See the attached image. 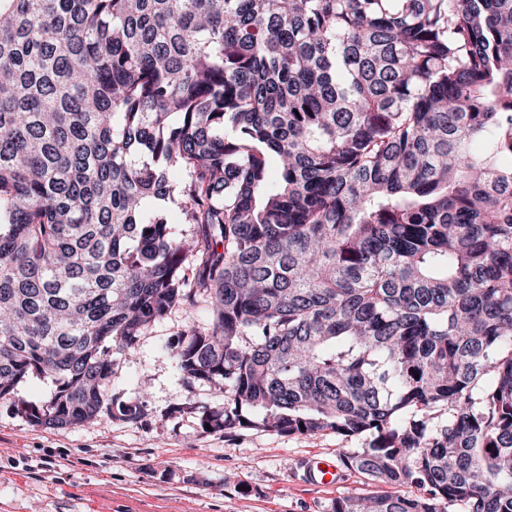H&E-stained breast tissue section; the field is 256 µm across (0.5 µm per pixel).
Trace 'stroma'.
Wrapping results in <instances>:
<instances>
[{
	"label": "stroma",
	"instance_id": "stroma-1",
	"mask_svg": "<svg viewBox=\"0 0 512 512\" xmlns=\"http://www.w3.org/2000/svg\"><path fill=\"white\" fill-rule=\"evenodd\" d=\"M206 310L173 309L118 357L111 397L141 402L131 424L102 412L67 429L31 424L19 409L44 404L51 380L30 377L0 399V512H332L336 497L366 492L357 473L334 485L308 482L314 460L338 462L335 433L281 434L242 428L206 430L224 408L207 384L186 383L170 345Z\"/></svg>",
	"mask_w": 512,
	"mask_h": 512
}]
</instances>
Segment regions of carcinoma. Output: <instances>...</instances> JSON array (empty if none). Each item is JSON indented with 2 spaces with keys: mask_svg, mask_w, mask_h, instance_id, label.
Returning <instances> with one entry per match:
<instances>
[{
  "mask_svg": "<svg viewBox=\"0 0 512 512\" xmlns=\"http://www.w3.org/2000/svg\"><path fill=\"white\" fill-rule=\"evenodd\" d=\"M201 300L208 425L365 439L332 512H512V0H0V399L136 423Z\"/></svg>",
  "mask_w": 512,
  "mask_h": 512,
  "instance_id": "obj_1",
  "label": "carcinoma"
}]
</instances>
